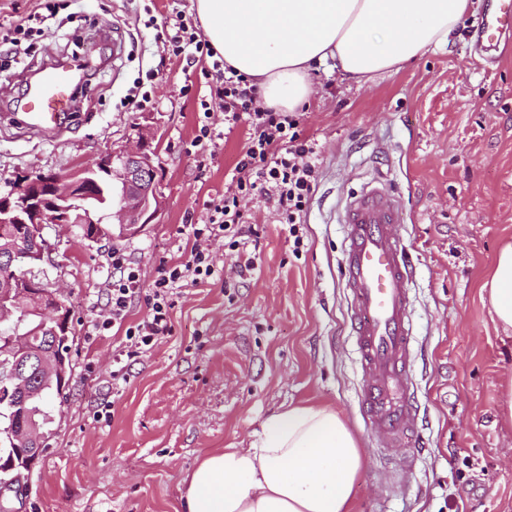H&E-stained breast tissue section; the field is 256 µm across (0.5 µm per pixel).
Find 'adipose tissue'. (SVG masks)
Returning a JSON list of instances; mask_svg holds the SVG:
<instances>
[{
  "label": "adipose tissue",
  "instance_id": "obj_1",
  "mask_svg": "<svg viewBox=\"0 0 512 512\" xmlns=\"http://www.w3.org/2000/svg\"><path fill=\"white\" fill-rule=\"evenodd\" d=\"M470 0H196L205 36L225 65L252 80L262 104L293 112L312 71L334 60L361 82L444 46ZM497 325L512 333V243L484 284ZM363 451L332 408L272 414L246 448L205 455L185 481L183 512H352Z\"/></svg>",
  "mask_w": 512,
  "mask_h": 512
}]
</instances>
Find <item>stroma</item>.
Masks as SVG:
<instances>
[{"mask_svg": "<svg viewBox=\"0 0 512 512\" xmlns=\"http://www.w3.org/2000/svg\"><path fill=\"white\" fill-rule=\"evenodd\" d=\"M481 6L472 0L448 46L396 74L355 83L328 66L314 73L299 130L317 148L320 177L300 224L280 223L260 193L243 199L253 268L242 269L227 239L211 241L215 274L177 288L170 335L129 359L124 327H95L112 251L141 272L132 325L148 313L159 266L189 254L185 224L222 197L249 137L246 123L225 124L199 66L154 40L175 16L198 25L195 0H68L55 36L0 71L1 194L24 173H63L134 148L143 128L153 134L160 190L158 214L139 233L112 224L91 243L71 224L47 230V282L73 309V370L66 397L47 406L52 422L23 512H178L203 456L248 447L270 415L299 403L339 412L363 448L353 512H512V426L500 415L512 339L482 289L496 252L512 242V54L491 62L476 50ZM104 21L125 33L117 67L111 41L96 38ZM92 41L83 109L66 115L57 137L2 118L35 71L85 61ZM150 69L152 107L128 111L125 96ZM204 100L222 137L202 167L191 142ZM379 175L404 208L400 231L416 270L414 381L427 447L410 473L365 426L346 329L338 208Z\"/></svg>", "mask_w": 512, "mask_h": 512, "instance_id": "1", "label": "stroma"}]
</instances>
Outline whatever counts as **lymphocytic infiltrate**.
<instances>
[{"mask_svg": "<svg viewBox=\"0 0 512 512\" xmlns=\"http://www.w3.org/2000/svg\"><path fill=\"white\" fill-rule=\"evenodd\" d=\"M156 39L172 55L187 62L210 58L212 66L202 69V77L223 101L225 117L233 122L247 118L251 134L235 166V187L227 189L222 198L206 202L203 223L189 225L188 235L193 239L189 258L158 269L147 299L148 316L136 325L126 326L125 354L130 358L146 352L159 338L169 334V311L179 283L198 282L214 275L215 263L207 241L222 237L228 239L230 247H240L245 235L239 209L241 196L262 189L265 196L276 200L283 217L293 224L305 210L319 177L314 150L301 136L297 119L261 106L255 87L244 75L226 74L223 62L215 60L210 43L193 26L176 19L169 28L158 32ZM110 263L119 277L113 280L107 299L109 315L98 324L102 330L126 325L129 303L138 294L141 283L139 269L124 252L113 251Z\"/></svg>", "mask_w": 512, "mask_h": 512, "instance_id": "lymphocytic-infiltrate-1", "label": "lymphocytic infiltrate"}]
</instances>
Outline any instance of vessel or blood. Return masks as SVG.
<instances>
[{"instance_id":"vessel-or-blood-1","label":"vessel or blood","mask_w":512,"mask_h":512,"mask_svg":"<svg viewBox=\"0 0 512 512\" xmlns=\"http://www.w3.org/2000/svg\"><path fill=\"white\" fill-rule=\"evenodd\" d=\"M481 52L499 53L512 38V0H485L477 22ZM82 73L59 63L43 70L18 104L27 126L45 133L57 129L72 111ZM404 209L382 182L365 184L344 201L342 277L348 297V323L362 376L358 404L365 422L412 465L424 446L411 375L416 353L409 251L400 233Z\"/></svg>"}]
</instances>
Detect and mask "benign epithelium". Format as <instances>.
Returning <instances> with one entry per match:
<instances>
[{
	"mask_svg": "<svg viewBox=\"0 0 512 512\" xmlns=\"http://www.w3.org/2000/svg\"><path fill=\"white\" fill-rule=\"evenodd\" d=\"M151 136L141 134L136 146L119 153H109L97 164H89L67 173L39 171L21 176L14 184L12 195L0 199V253H7L14 260L20 256L24 262L49 261L51 244L45 229L49 224H93L91 212L97 210L95 203L112 209V217L120 230L139 232L151 223L158 202L154 153L150 150ZM17 225L25 233L31 248L21 255L10 242V229ZM48 296L52 300L54 315L65 324H70L72 309L55 292L45 289L41 282L27 275L0 279V299L23 310L33 312L39 298ZM40 370L45 380H60V391H65L69 379L66 373V355L52 350L39 353ZM5 379L11 383L6 388L3 401L12 402L22 396L32 399L37 395L26 378L17 370H4ZM42 434L39 429L30 432V448H12L7 436L0 435V451L8 454L6 471L12 473L10 480L23 481L26 472L37 460L41 449Z\"/></svg>",
	"mask_w": 512,
	"mask_h": 512,
	"instance_id": "1",
	"label": "benign epithelium"
}]
</instances>
